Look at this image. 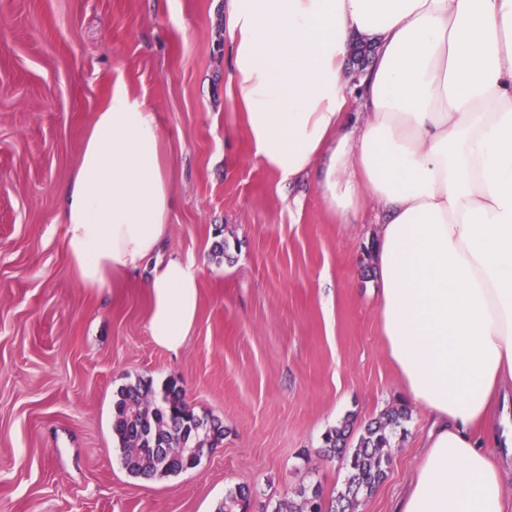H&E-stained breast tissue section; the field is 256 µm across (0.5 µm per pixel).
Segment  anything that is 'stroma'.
<instances>
[{
    "label": "stroma",
    "mask_w": 512,
    "mask_h": 512,
    "mask_svg": "<svg viewBox=\"0 0 512 512\" xmlns=\"http://www.w3.org/2000/svg\"><path fill=\"white\" fill-rule=\"evenodd\" d=\"M226 74L224 0H0V512H217L241 487L249 512L316 485L330 500L347 470L324 434L346 424L357 443L403 406L386 476L356 508L393 512L427 421L381 336L378 211L337 223L313 178L288 184L258 164ZM118 82L165 133L163 253L200 273L176 352L148 332L141 277L87 288L63 251L62 189ZM140 379L177 381L222 421L197 468L146 479L122 466L112 402Z\"/></svg>",
    "instance_id": "obj_1"
}]
</instances>
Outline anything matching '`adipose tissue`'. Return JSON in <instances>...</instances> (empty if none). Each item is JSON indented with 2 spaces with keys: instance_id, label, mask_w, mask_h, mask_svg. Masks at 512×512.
I'll return each instance as SVG.
<instances>
[{
  "instance_id": "adipose-tissue-1",
  "label": "adipose tissue",
  "mask_w": 512,
  "mask_h": 512,
  "mask_svg": "<svg viewBox=\"0 0 512 512\" xmlns=\"http://www.w3.org/2000/svg\"><path fill=\"white\" fill-rule=\"evenodd\" d=\"M371 50L357 85L347 63ZM224 95L253 159L316 174L339 223L365 200L378 306L424 452L394 512H512V0H224ZM362 116H354L353 105ZM228 128V135H236ZM155 113L114 84L63 193L69 273L88 288L146 272L148 331L178 351L194 265L160 260L172 207Z\"/></svg>"
}]
</instances>
